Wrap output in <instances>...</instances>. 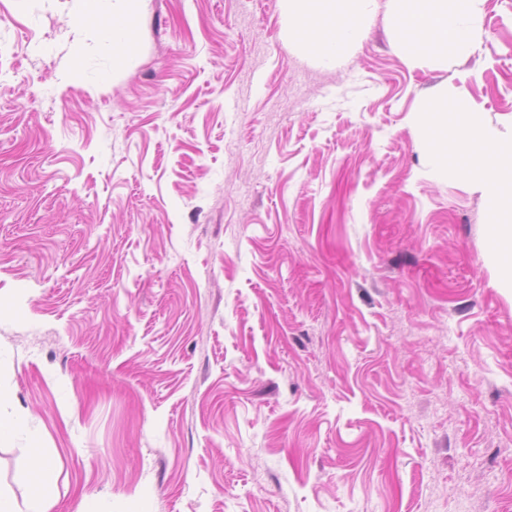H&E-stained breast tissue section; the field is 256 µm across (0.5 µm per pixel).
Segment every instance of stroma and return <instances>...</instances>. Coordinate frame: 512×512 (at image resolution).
<instances>
[{
  "label": "stroma",
  "instance_id": "stroma-1",
  "mask_svg": "<svg viewBox=\"0 0 512 512\" xmlns=\"http://www.w3.org/2000/svg\"><path fill=\"white\" fill-rule=\"evenodd\" d=\"M287 0H0V493L46 512H512V288L417 118L512 125V0L411 64ZM139 0H114L112 21L105 24L106 37L114 51L123 55L133 52L135 45L132 34V21L138 12ZM376 0H290L298 37L323 62H336L359 37ZM33 470L35 482L31 503L35 506L42 502L53 500L55 497V487L51 477V467L46 459L36 456L33 460Z\"/></svg>",
  "mask_w": 512,
  "mask_h": 512
}]
</instances>
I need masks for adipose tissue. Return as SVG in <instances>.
I'll list each match as a JSON object with an SVG mask.
<instances>
[{"mask_svg":"<svg viewBox=\"0 0 512 512\" xmlns=\"http://www.w3.org/2000/svg\"><path fill=\"white\" fill-rule=\"evenodd\" d=\"M139 0H114L112 19L105 24L114 51L127 55L135 45L132 21ZM398 20L412 56L424 60L438 54L468 57L480 30L482 0H410ZM297 16L298 37L319 60L334 62L359 37L363 21L376 0H290ZM424 129H437L428 159L438 176L464 175L493 210L495 242L507 243L512 255V135L505 137L485 125L462 103L446 101L421 118Z\"/></svg>","mask_w":512,"mask_h":512,"instance_id":"obj_1","label":"adipose tissue"}]
</instances>
